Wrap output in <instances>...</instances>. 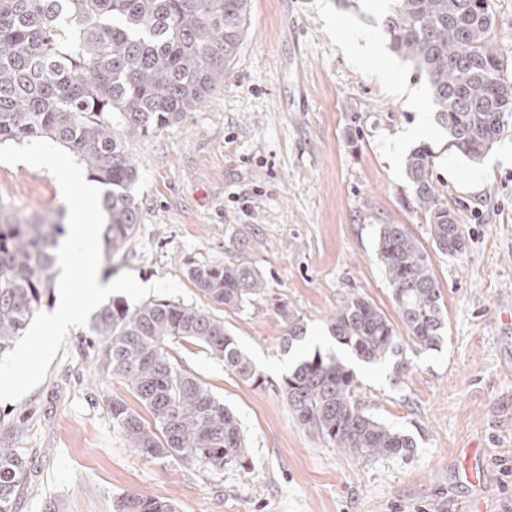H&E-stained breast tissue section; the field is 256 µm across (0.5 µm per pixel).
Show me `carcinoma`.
<instances>
[{
    "label": "carcinoma",
    "mask_w": 512,
    "mask_h": 512,
    "mask_svg": "<svg viewBox=\"0 0 512 512\" xmlns=\"http://www.w3.org/2000/svg\"><path fill=\"white\" fill-rule=\"evenodd\" d=\"M248 0H0V144L47 139L72 152L92 178L109 186L104 239L116 250L135 233L131 194L138 167L130 143L179 122L224 82L246 33ZM490 0H394L385 20L393 50L429 84L448 144L479 161L508 130L512 72L491 40ZM432 155L410 153L406 174L413 201L443 255L464 252L455 212L437 193ZM60 222L29 220L0 207V354L23 335L54 285ZM376 257L406 332L424 349L443 341L445 304L429 255L404 224H381ZM207 299L237 310L266 288L240 264L188 271ZM291 348L304 326L288 313ZM336 341L367 362L402 353L391 321L368 299L344 297L328 317ZM102 374L123 383L139 404L110 402L112 425L128 447L217 468L245 457L235 415L170 354L184 340L224 361L255 384L262 375L208 312L149 302L132 310L108 303L91 318ZM353 371L334 352L300 359L279 386L298 424L328 445L361 457H404L415 440L368 413ZM27 461L0 448V512H13ZM113 512H177L169 501L130 492Z\"/></svg>",
    "instance_id": "carcinoma-1"
}]
</instances>
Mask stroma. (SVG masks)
I'll list each match as a JSON object with an SVG mask.
<instances>
[{"label":"stroma","instance_id":"1","mask_svg":"<svg viewBox=\"0 0 512 512\" xmlns=\"http://www.w3.org/2000/svg\"><path fill=\"white\" fill-rule=\"evenodd\" d=\"M392 0H249L248 31L224 82L178 124L133 141L140 211L120 251L101 250L104 279L132 273L144 285L174 278L182 305L223 319L262 373L242 380L189 342L175 358L238 418L247 459L216 469L127 447L108 402L127 388L96 369L87 326L70 330L46 378L0 402V448L28 462L13 512H112L137 491L180 512H512V129L485 155L479 192L463 185L475 165L453 154L435 120L427 82L390 47ZM412 89L413 103L393 92ZM428 124L431 133L407 139ZM427 146L432 174L459 222L465 250H431L405 165ZM454 155V154H453ZM0 205L18 216L64 211L46 170L0 163ZM381 224H404L423 245L445 304L444 340L416 347L401 327L376 259ZM242 264L267 282L239 310L208 300L190 267ZM358 294L396 327L405 368L368 364L326 324ZM306 337L284 350V313ZM333 351L353 369L365 410L416 441L407 457H361L312 438L278 387L297 360ZM476 471L477 496L466 481Z\"/></svg>","mask_w":512,"mask_h":512}]
</instances>
